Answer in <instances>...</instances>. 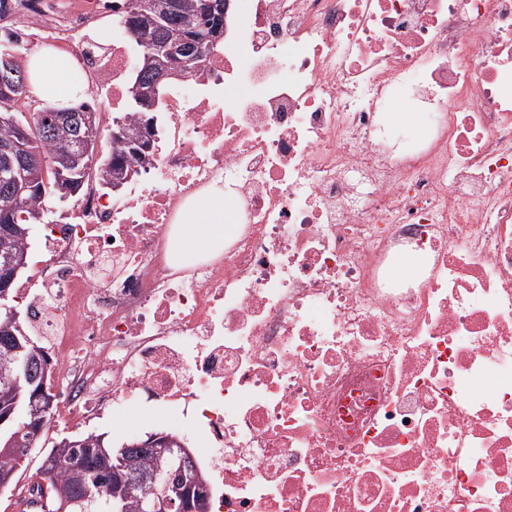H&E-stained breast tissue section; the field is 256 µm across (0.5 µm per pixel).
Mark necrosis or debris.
<instances>
[{"label": "necrosis or debris", "instance_id": "4bbe7bcc", "mask_svg": "<svg viewBox=\"0 0 512 512\" xmlns=\"http://www.w3.org/2000/svg\"><path fill=\"white\" fill-rule=\"evenodd\" d=\"M107 9L58 39L119 109ZM400 103L424 133L394 132ZM164 106L146 163L89 179L18 286L57 421L174 423L201 512H512V0H243ZM215 186L236 233L176 260Z\"/></svg>", "mask_w": 512, "mask_h": 512}]
</instances>
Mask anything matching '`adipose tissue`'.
I'll list each match as a JSON object with an SVG mask.
<instances>
[{"label":"adipose tissue","mask_w":512,"mask_h":512,"mask_svg":"<svg viewBox=\"0 0 512 512\" xmlns=\"http://www.w3.org/2000/svg\"><path fill=\"white\" fill-rule=\"evenodd\" d=\"M26 69L45 105L67 108L86 97L85 77L70 53L47 49L35 54ZM234 230L231 200L225 198L223 191L213 190L189 208L185 223L174 226L172 237L185 249L197 250L223 242Z\"/></svg>","instance_id":"obj_1"}]
</instances>
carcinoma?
Wrapping results in <instances>:
<instances>
[{
    "label": "carcinoma",
    "instance_id": "obj_1",
    "mask_svg": "<svg viewBox=\"0 0 512 512\" xmlns=\"http://www.w3.org/2000/svg\"><path fill=\"white\" fill-rule=\"evenodd\" d=\"M132 2V6L116 15L115 22L122 25L131 22L139 27L158 55L165 54L178 42L183 45L194 42L212 23V15L201 0H178L177 12L163 18L156 17L153 0ZM19 47V34L9 33L6 43H0V70L5 59L11 62L10 68H23L16 56ZM22 95L20 100L11 96L9 86H0V147L22 138L32 157L23 171L27 186L23 193L8 172H0V224H15L21 228L6 242H0V265L20 256L29 257L28 230L33 224L47 223L49 206H64L61 202L63 188L82 189L91 173L110 188L116 181L124 182L136 173L132 164L146 160L148 136L155 132L161 110L159 106L148 109L130 95L124 110L112 114L110 126L104 128L99 108L91 104L78 105L82 117L60 121L50 106L41 104L35 112L27 110V100L38 98L33 84H28ZM79 143L90 146L83 164L57 172V158L69 146ZM15 289L13 282L9 300H0V397L10 394L15 400L11 420L0 426V474H12V484L16 482L22 458L41 441L38 433L29 430L28 380L41 381L33 363L46 358L44 347L37 344H26L24 350H16L15 338L22 337V325L7 324V308L1 307L3 303L8 308L18 307ZM100 443L112 456L128 458L129 464L123 471L125 484L130 487L124 496L125 512H140L139 500L143 491L150 487L158 466L155 451L139 446L136 441L114 447L103 433L64 437L45 454L40 478L48 482V512H114V475L99 465L93 452ZM8 444L12 445L10 451L6 450ZM59 489L70 501L64 509L57 494Z\"/></svg>",
    "mask_w": 512,
    "mask_h": 512
}]
</instances>
